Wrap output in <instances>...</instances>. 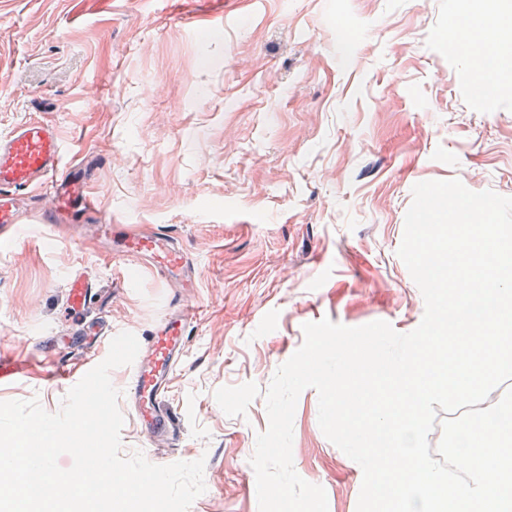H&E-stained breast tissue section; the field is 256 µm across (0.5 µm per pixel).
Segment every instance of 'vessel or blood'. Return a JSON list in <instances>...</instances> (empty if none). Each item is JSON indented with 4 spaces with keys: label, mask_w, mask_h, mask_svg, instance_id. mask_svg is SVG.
<instances>
[{
    "label": "vessel or blood",
    "mask_w": 512,
    "mask_h": 512,
    "mask_svg": "<svg viewBox=\"0 0 512 512\" xmlns=\"http://www.w3.org/2000/svg\"><path fill=\"white\" fill-rule=\"evenodd\" d=\"M92 169L88 160L71 156L53 123L32 118L0 135V229L21 223L28 211V196L48 197L38 215L42 227L67 225L76 236L90 235L108 242L121 260L149 261L166 281L195 283L196 268L173 235L158 227L133 230L108 220L90 189ZM97 282L84 271L69 277V308L81 312L97 295ZM199 315L184 297L171 298L167 312L140 337L129 391L134 412L149 444L177 446L182 428L176 412L167 405L165 382L175 370L187 339V327Z\"/></svg>",
    "instance_id": "1"
}]
</instances>
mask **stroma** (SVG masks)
Returning a JSON list of instances; mask_svg holds the SVG:
<instances>
[{"mask_svg":"<svg viewBox=\"0 0 512 512\" xmlns=\"http://www.w3.org/2000/svg\"><path fill=\"white\" fill-rule=\"evenodd\" d=\"M0 0V134L32 115L89 154L113 223L164 225L199 273L200 310L166 398L179 446L149 447L124 416L121 454L204 459L189 512H259L249 463L268 427L265 395L303 344L302 326L388 322L408 333L422 294L397 250L412 188L459 179L512 196V83L478 90L448 50L459 0ZM96 275L85 324L147 335L177 289L107 244L42 229L0 245V401L58 412L71 382L45 376L35 343L67 345L66 279ZM293 465L328 512H356L355 461L323 434L318 393L299 395Z\"/></svg>","mask_w":512,"mask_h":512,"instance_id":"stroma-1","label":"stroma"}]
</instances>
